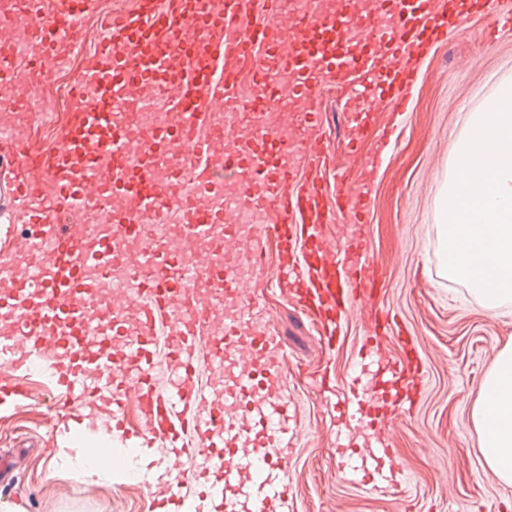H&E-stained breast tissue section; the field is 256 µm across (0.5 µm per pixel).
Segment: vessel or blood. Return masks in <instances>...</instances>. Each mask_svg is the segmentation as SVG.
Instances as JSON below:
<instances>
[{
    "label": "vessel or blood",
    "mask_w": 512,
    "mask_h": 512,
    "mask_svg": "<svg viewBox=\"0 0 512 512\" xmlns=\"http://www.w3.org/2000/svg\"><path fill=\"white\" fill-rule=\"evenodd\" d=\"M473 3L512 27V0ZM95 7L6 0L0 21L27 30L25 67L47 78L82 47V18ZM283 8V0H139L100 31L54 148L36 158L23 135L0 131V169L26 224L0 256V404L26 399L13 375L34 370L58 392L56 417L102 408L113 437L139 448L163 442L172 462L155 488L157 512H288L297 439L276 367L279 341L256 320L260 296L232 259L263 271L275 243L281 287L323 317V342L333 346L337 321L377 285L378 266L361 237L328 243L323 186L299 177L326 162L320 90L350 72L365 76L372 99L391 107L381 134L389 142L406 116L411 58L462 20L458 0H338L330 12L302 8L285 29ZM245 81L254 121L237 136L226 102ZM160 84L174 86V110L147 137H134L115 103L155 110ZM0 87L11 88L15 112L30 111L31 96L2 52ZM283 99L301 108L305 136L267 121ZM187 182L193 192L179 193ZM230 186L241 202L257 203L261 223L245 227L220 204ZM102 199L114 203L110 222L86 236L77 218ZM174 220L181 246L156 245L153 233ZM200 277L233 303L231 315L215 319ZM96 297L112 309L109 325L94 319ZM389 326L375 313L349 394L335 404L342 430L366 435L343 475L375 492L395 474L380 435L398 403L378 402L361 373L373 365L379 380L411 387L418 379L412 364L377 361L376 340ZM165 365L179 373L175 387L158 383ZM131 401L144 420L134 430ZM196 458L202 467L188 468ZM197 482L202 490L186 499L183 486Z\"/></svg>",
    "instance_id": "obj_1"
}]
</instances>
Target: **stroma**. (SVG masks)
<instances>
[{
	"instance_id": "stroma-1",
	"label": "stroma",
	"mask_w": 512,
	"mask_h": 512,
	"mask_svg": "<svg viewBox=\"0 0 512 512\" xmlns=\"http://www.w3.org/2000/svg\"><path fill=\"white\" fill-rule=\"evenodd\" d=\"M413 66L405 89L406 124L397 142L382 150L378 133L390 119L389 106L372 112L354 153L347 147L352 129L341 87L360 79L353 75L324 86L322 127L331 155L316 174L327 188L324 207L333 214L323 226L327 241L338 246L358 233L382 264L373 304L394 322L381 350L398 362L411 358L421 368L412 408L398 414L386 431L401 480L385 492L369 493L344 478L336 413L317 385L328 370L336 375L337 395L347 393L365 322L351 315L334 349H325L319 322L283 291L271 268L258 278L260 315L281 342L278 368L299 422L288 468L290 512H512V485L482 465L471 421L480 381L512 341V302L488 313L465 285L449 280L440 231L441 188L452 146L471 112L502 80L512 78V29L497 30L495 17L471 12ZM376 151L381 162L367 169ZM344 182L368 189L363 222L349 224L333 212ZM28 384L29 399L0 407V459L10 465L0 477V512L19 507L24 512H152L147 482L126 474L134 453L121 440L112 442L118 468L111 476L95 484L76 477L71 450L99 437L100 428L85 426L76 439L58 431L54 390L36 375Z\"/></svg>"
}]
</instances>
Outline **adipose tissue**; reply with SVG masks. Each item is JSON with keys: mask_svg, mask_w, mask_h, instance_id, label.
<instances>
[{"mask_svg": "<svg viewBox=\"0 0 512 512\" xmlns=\"http://www.w3.org/2000/svg\"><path fill=\"white\" fill-rule=\"evenodd\" d=\"M471 416L484 465L512 484V343L499 351L482 379Z\"/></svg>", "mask_w": 512, "mask_h": 512, "instance_id": "ef3b65f1", "label": "adipose tissue"}]
</instances>
